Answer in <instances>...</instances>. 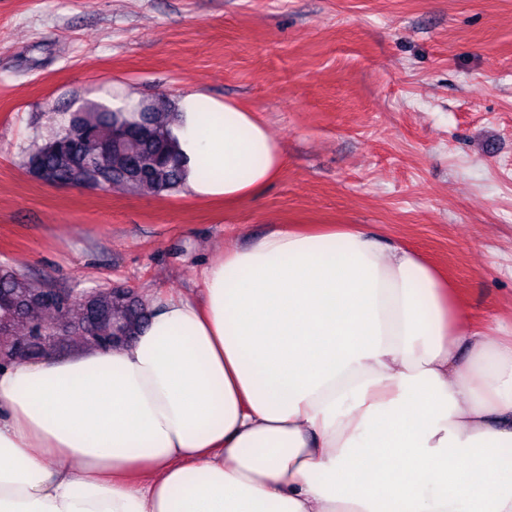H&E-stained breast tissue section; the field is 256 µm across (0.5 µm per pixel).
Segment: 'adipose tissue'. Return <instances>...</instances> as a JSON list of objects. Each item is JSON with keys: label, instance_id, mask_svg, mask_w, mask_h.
Segmentation results:
<instances>
[{"label": "adipose tissue", "instance_id": "obj_1", "mask_svg": "<svg viewBox=\"0 0 512 512\" xmlns=\"http://www.w3.org/2000/svg\"><path fill=\"white\" fill-rule=\"evenodd\" d=\"M186 190L231 203L287 163L202 94ZM128 345L0 368V512H512V333L356 224H277Z\"/></svg>", "mask_w": 512, "mask_h": 512}]
</instances>
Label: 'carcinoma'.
Masks as SVG:
<instances>
[{
  "mask_svg": "<svg viewBox=\"0 0 512 512\" xmlns=\"http://www.w3.org/2000/svg\"><path fill=\"white\" fill-rule=\"evenodd\" d=\"M113 109L90 103L83 112L56 115L52 134L23 156L34 177L49 173L74 188L121 186L136 195H161L181 190L186 169L173 125L178 111L163 93ZM126 129L124 141L112 138ZM39 285L26 275L0 268V367L39 356L31 338L41 329L63 337L61 350L78 337L82 348L112 349L131 343L149 323V308L134 292L109 288L92 304L61 292L52 302L37 297Z\"/></svg>",
  "mask_w": 512,
  "mask_h": 512,
  "instance_id": "obj_1",
  "label": "carcinoma"
}]
</instances>
